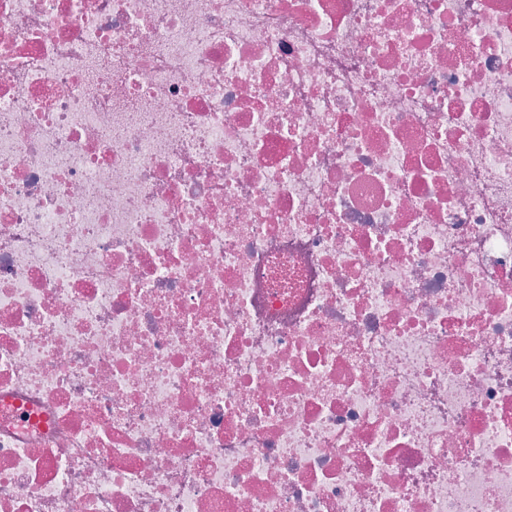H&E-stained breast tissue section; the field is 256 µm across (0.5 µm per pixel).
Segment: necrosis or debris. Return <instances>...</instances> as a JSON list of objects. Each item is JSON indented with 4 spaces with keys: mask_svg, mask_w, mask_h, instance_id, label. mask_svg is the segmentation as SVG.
Wrapping results in <instances>:
<instances>
[{
    "mask_svg": "<svg viewBox=\"0 0 512 512\" xmlns=\"http://www.w3.org/2000/svg\"><path fill=\"white\" fill-rule=\"evenodd\" d=\"M0 512H512V0H0Z\"/></svg>",
    "mask_w": 512,
    "mask_h": 512,
    "instance_id": "4bbe7bcc",
    "label": "necrosis or debris"
}]
</instances>
